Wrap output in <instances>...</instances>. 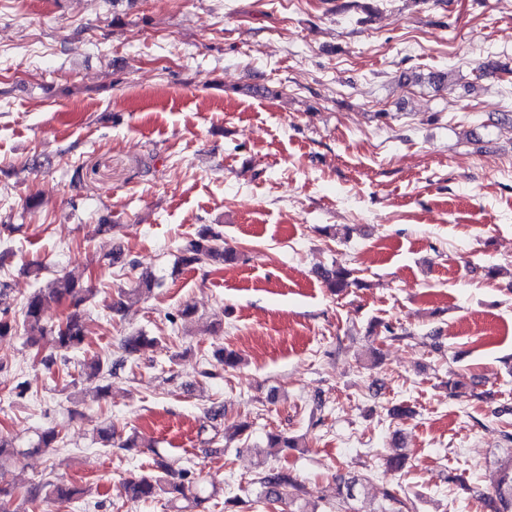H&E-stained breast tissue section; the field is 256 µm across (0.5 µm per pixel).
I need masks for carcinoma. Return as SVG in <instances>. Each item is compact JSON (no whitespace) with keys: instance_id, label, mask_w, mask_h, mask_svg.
<instances>
[{"instance_id":"carcinoma-1","label":"carcinoma","mask_w":512,"mask_h":512,"mask_svg":"<svg viewBox=\"0 0 512 512\" xmlns=\"http://www.w3.org/2000/svg\"><path fill=\"white\" fill-rule=\"evenodd\" d=\"M237 251L224 245V234L210 225H203L196 236L187 241L182 249L180 260L185 265H202L209 263H234L238 261ZM328 288L335 293L358 285L352 278V272L343 267L320 268L316 271ZM156 285L154 276L142 280L141 287L132 291H120L118 299L112 301L110 309L119 314L129 305L138 302L142 296L150 293ZM92 289L84 288L71 275L55 278L48 287L40 288L22 303L20 314L0 310V338L15 336L23 332L25 343L35 350V357L47 368L57 364L69 363L68 353L79 348L85 339L86 315L82 308ZM52 303L66 304V312L55 324L43 323L44 310ZM51 338L54 351L41 353L42 341ZM157 338L142 332L126 336L121 341V361L138 357L155 348ZM61 437L53 428H46L37 433V442L31 448H18L10 438L0 436V505L12 506V512H21L24 504H37L42 500L58 504H69L84 494V490L60 480H48L20 490L15 483L7 479L8 468L21 462L31 452L50 454L58 449ZM158 474L153 476L131 477L124 484L126 495L134 499H154L160 494L170 495L173 502L186 500L200 505L204 502L197 489L196 482L188 476L186 470H174L164 460L155 461ZM260 486L258 501L269 507L278 504L292 507L302 499L303 487L295 476L282 468H271L258 477ZM484 512H512V459L500 464L498 476L493 484V492L480 497Z\"/></svg>"}]
</instances>
